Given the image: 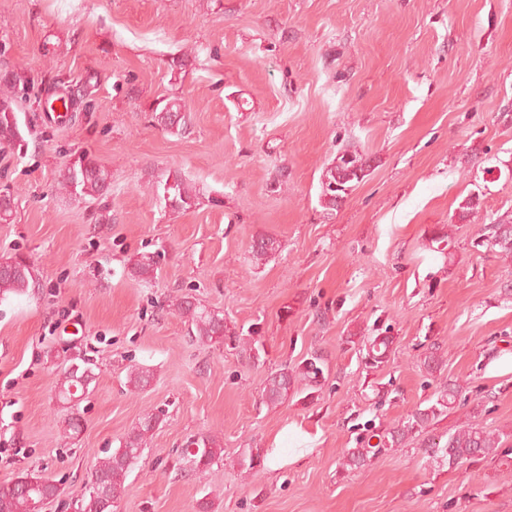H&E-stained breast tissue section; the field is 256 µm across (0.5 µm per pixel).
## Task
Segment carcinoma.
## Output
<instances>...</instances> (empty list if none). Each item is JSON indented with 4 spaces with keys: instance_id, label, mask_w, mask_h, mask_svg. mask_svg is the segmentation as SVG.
<instances>
[{
    "instance_id": "carcinoma-1",
    "label": "carcinoma",
    "mask_w": 512,
    "mask_h": 512,
    "mask_svg": "<svg viewBox=\"0 0 512 512\" xmlns=\"http://www.w3.org/2000/svg\"><path fill=\"white\" fill-rule=\"evenodd\" d=\"M30 79L20 69L0 71V148H11L22 141L17 112V98L26 95ZM184 105L172 99L157 113L159 124L174 128L184 119ZM342 164L334 163L326 168L321 181L320 200L327 210H334L352 188L362 180L366 163L356 154L340 157ZM60 189L75 198H96L104 195L110 185L108 171L88 153L80 154L61 175ZM164 199L177 211H187L199 202L200 191L189 184L180 174L169 175L163 184ZM480 245L500 249L512 255V221L487 224L479 235ZM280 249V242L271 236H261L253 241L251 254L255 262L265 261ZM128 270L132 277L148 281L157 272V262L152 256H135L129 261ZM37 274L26 259L15 256L0 262V299L13 294L22 295L36 287ZM179 314L186 318L195 340L207 345H222L229 335L224 325V314L209 309L190 297H184L175 304ZM391 340L387 336H375L366 340L364 363L377 368L388 357ZM323 378L319 358L311 357L294 367H284L270 373L262 391V399L268 405H277L296 394L300 384L314 387ZM153 379L150 369L134 364L128 367L127 384L131 390H143ZM78 386L73 372L63 373L57 382L59 400L66 404L71 401L73 388ZM459 390L447 385L436 393V399L425 408L416 409L407 419L394 427L387 428L375 437L378 442L369 448H349L342 453V467L346 470L361 469L371 461V454L384 448H398L414 435L427 432L438 419L455 408ZM161 423V416L148 415L131 428L119 448L97 458L93 481L88 494L78 500L81 512H112L113 503L124 490L128 473L141 459L147 440ZM199 448L195 454H188L191 470L206 472L224 461V448L211 436L192 441ZM424 448L433 461L440 465L454 467L479 457H495L499 453L500 440L476 427L458 429L438 438L429 437ZM266 453L248 450L237 460L236 465L246 473H256L264 467ZM47 486L36 484L30 488L7 485L0 486V512H29L30 500L43 496Z\"/></svg>"
}]
</instances>
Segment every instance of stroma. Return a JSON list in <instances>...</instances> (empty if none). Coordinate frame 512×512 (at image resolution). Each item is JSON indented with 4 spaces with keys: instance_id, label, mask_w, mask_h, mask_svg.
<instances>
[{
    "instance_id": "1",
    "label": "stroma",
    "mask_w": 512,
    "mask_h": 512,
    "mask_svg": "<svg viewBox=\"0 0 512 512\" xmlns=\"http://www.w3.org/2000/svg\"><path fill=\"white\" fill-rule=\"evenodd\" d=\"M14 67L40 98L91 109L61 123L24 104L23 152L0 151L16 198L0 261L23 254L40 283L0 300V485L45 473L61 493L44 512H73L97 456L160 411L120 512H512V257L478 243L512 215V0H0V70ZM173 97L187 130L154 119ZM346 150L367 175L329 213L322 172ZM83 152L111 172L106 198L59 190ZM173 171L195 208L166 205ZM260 235L282 248L257 263ZM139 253L151 281L128 272ZM187 294L234 339L194 340L173 308ZM378 334L390 357L370 369ZM81 354L74 434L56 382ZM311 356L309 397L260 404L271 372ZM133 364L154 372L137 393ZM447 383L461 395L431 434L470 424L502 455L451 468L416 436L341 468ZM204 435L224 462L185 474ZM251 448L279 460L245 476ZM157 269V262L154 260L153 256H134L128 264L130 275L141 281H148L153 278ZM391 340L388 336H375L366 340L364 363L370 368H378L388 357Z\"/></svg>"
}]
</instances>
